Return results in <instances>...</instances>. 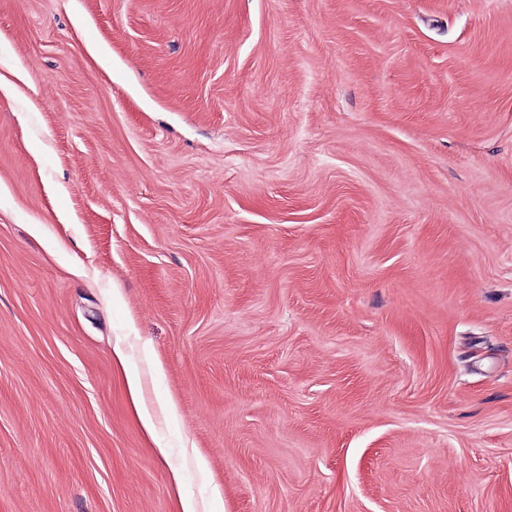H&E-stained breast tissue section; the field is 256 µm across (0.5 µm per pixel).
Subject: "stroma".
I'll return each mask as SVG.
<instances>
[{"instance_id":"obj_1","label":"stroma","mask_w":512,"mask_h":512,"mask_svg":"<svg viewBox=\"0 0 512 512\" xmlns=\"http://www.w3.org/2000/svg\"><path fill=\"white\" fill-rule=\"evenodd\" d=\"M18 72L0 512H512V0H0ZM114 353L119 363L124 368L128 392L139 422L142 428L152 437L156 432L157 412L149 409L144 403L140 377L138 373L130 367L126 355L119 347L115 348Z\"/></svg>"}]
</instances>
